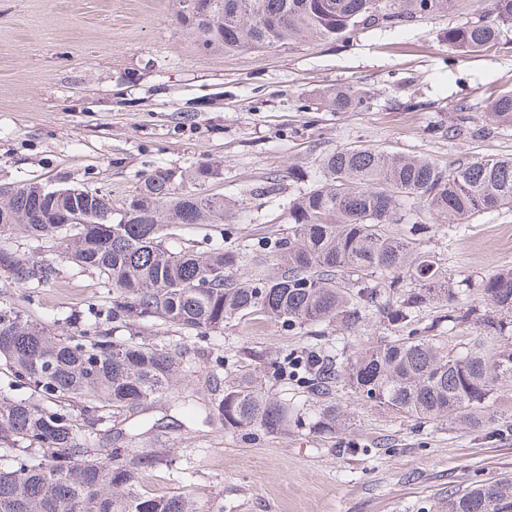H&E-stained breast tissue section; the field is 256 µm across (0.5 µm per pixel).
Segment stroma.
I'll use <instances>...</instances> for the list:
<instances>
[{"label":"stroma","mask_w":512,"mask_h":512,"mask_svg":"<svg viewBox=\"0 0 512 512\" xmlns=\"http://www.w3.org/2000/svg\"><path fill=\"white\" fill-rule=\"evenodd\" d=\"M179 0H0V185L82 183L120 200L139 173L185 172L203 163L222 176L208 194L238 201L242 219L182 227L202 248L247 246L276 271L271 241L287 237L289 204L314 186L321 158L367 144L440 166L512 157V127L487 113L512 94V30L484 52L449 50L448 29L481 19L488 0L350 38L309 36L263 50H206L176 15ZM364 90L365 108L334 112L323 94ZM467 123H460V115ZM279 174L275 196L258 187ZM21 252L58 264L30 315L49 327L70 312L93 318L108 298L97 274L59 264L51 243L15 234ZM420 249L454 280L512 269V210L487 211L451 226L438 222ZM314 328L245 316L206 341L148 326L144 336L181 353L191 376L178 392L221 396L244 375L300 404L293 381L263 378L247 354L283 357L313 341ZM223 359L211 377L215 359ZM348 430L319 435L225 431L205 415L156 408L123 413L97 438L103 448H167L172 465L145 477L160 494L191 495L203 512H435L449 486L512 478V419L489 437L458 426L420 425L339 391ZM141 434L130 439L133 426Z\"/></svg>","instance_id":"1"}]
</instances>
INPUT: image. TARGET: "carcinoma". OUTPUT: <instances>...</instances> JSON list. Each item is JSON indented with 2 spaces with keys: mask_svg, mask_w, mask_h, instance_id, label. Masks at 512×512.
Here are the masks:
<instances>
[{
  "mask_svg": "<svg viewBox=\"0 0 512 512\" xmlns=\"http://www.w3.org/2000/svg\"><path fill=\"white\" fill-rule=\"evenodd\" d=\"M178 23L204 49L246 51L288 39L345 37L366 21L397 25L455 6L456 0H198ZM512 28V0H490L488 16L448 29V48L476 53ZM325 103L337 112L362 107L358 93L338 90ZM490 118L512 126V95L497 99ZM222 172L199 165L187 190L171 169L140 175L119 206L78 184L0 186V273L18 291L0 300V512H202L187 494L157 495L144 475L172 462L165 448H97L112 417L143 409L188 377L191 367L169 348L141 337L161 322L204 340L247 315L288 327L354 331L373 317L398 332L351 350L316 344L281 360L262 361L273 377L293 379L308 394L298 408L244 378L208 407L227 432L253 428L332 432L346 423L331 395L339 387L421 424L462 425L487 433L508 417L503 387L512 384V273L484 276L477 291L490 305L481 317L453 288L448 270L398 237L393 224L441 218L462 224L488 210L512 208V157L473 159L453 169L417 157L389 156L369 146L325 155L317 183L290 207L293 230L275 244L279 272L246 285L232 278L245 249L170 245L179 227L235 216L222 197L200 191ZM50 241L60 261L93 271L109 294L105 321L77 313L67 329H51L23 312L57 269L6 244L17 232ZM448 313L421 325L434 305ZM479 326L483 335L455 350L435 327ZM442 512H512V482L448 488Z\"/></svg>",
  "mask_w": 512,
  "mask_h": 512,
  "instance_id": "obj_1",
  "label": "carcinoma"
}]
</instances>
